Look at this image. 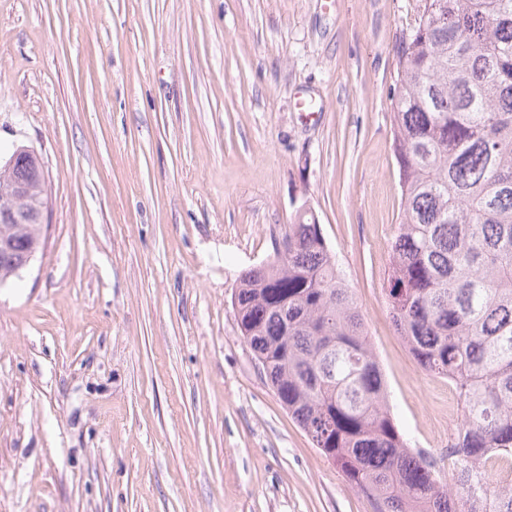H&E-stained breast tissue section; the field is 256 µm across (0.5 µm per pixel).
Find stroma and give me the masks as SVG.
<instances>
[{
	"instance_id": "obj_1",
	"label": "stroma",
	"mask_w": 512,
	"mask_h": 512,
	"mask_svg": "<svg viewBox=\"0 0 512 512\" xmlns=\"http://www.w3.org/2000/svg\"><path fill=\"white\" fill-rule=\"evenodd\" d=\"M419 5L0 0V161L40 155L50 224L0 287V512H373L232 306L305 207L396 422L447 469L458 397L388 305L397 47Z\"/></svg>"
}]
</instances>
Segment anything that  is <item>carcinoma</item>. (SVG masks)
I'll use <instances>...</instances> for the list:
<instances>
[{"label": "carcinoma", "mask_w": 512, "mask_h": 512, "mask_svg": "<svg viewBox=\"0 0 512 512\" xmlns=\"http://www.w3.org/2000/svg\"><path fill=\"white\" fill-rule=\"evenodd\" d=\"M397 48L402 214L392 322L421 369L456 389L459 465L409 447L353 290L313 213L242 273L240 332L281 407L376 512H512V0H421ZM31 208L41 185L28 167Z\"/></svg>", "instance_id": "carcinoma-1"}]
</instances>
